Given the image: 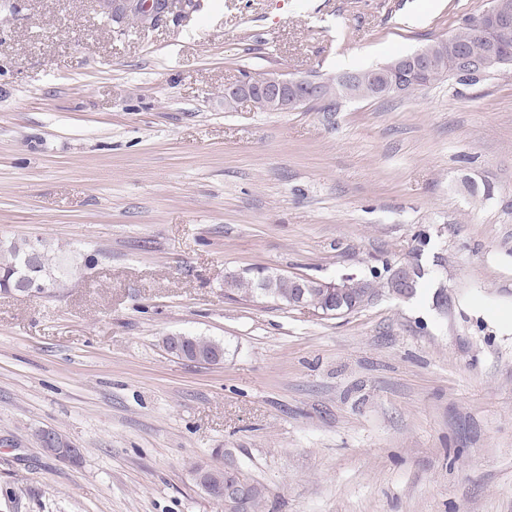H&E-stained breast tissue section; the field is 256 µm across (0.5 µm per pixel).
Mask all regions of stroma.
Returning <instances> with one entry per match:
<instances>
[{
  "label": "stroma",
  "mask_w": 512,
  "mask_h": 512,
  "mask_svg": "<svg viewBox=\"0 0 512 512\" xmlns=\"http://www.w3.org/2000/svg\"><path fill=\"white\" fill-rule=\"evenodd\" d=\"M488 5L199 0L143 31L97 0H0V246L86 259L48 297L0 292V512H217L196 471L225 465L260 512H512V67L224 109L244 75L333 78ZM398 263L412 295L341 316L225 293L257 266ZM188 338L191 341H187L186 344L192 357L198 353L210 364H219L224 361V346L221 343L196 336ZM218 357L219 361H217Z\"/></svg>",
  "instance_id": "obj_1"
}]
</instances>
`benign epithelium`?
Wrapping results in <instances>:
<instances>
[{"label":"benign epithelium","instance_id":"1","mask_svg":"<svg viewBox=\"0 0 512 512\" xmlns=\"http://www.w3.org/2000/svg\"><path fill=\"white\" fill-rule=\"evenodd\" d=\"M105 11L116 18L137 14L146 26L151 27L168 19L182 20L188 13L183 0H167V7L158 12L146 0H101ZM476 28L480 35L489 41L484 57L470 67L473 75L482 76L498 71L504 62L499 51L501 44L512 36V0H490L489 6L477 17ZM448 62V54L430 49H419L413 53L392 59L390 62L358 72H344L335 79L336 94L341 98L360 99L358 85L369 78L380 95L403 92L406 80L422 84L428 83L434 72ZM327 82L309 76L280 78L264 76L244 79L224 87V107H235L246 101L252 106L262 107L271 112H287L300 109L321 97ZM418 268L413 264L402 263L390 272V291L399 296L409 295L417 287ZM336 299L334 315L347 314L364 307L366 301H359L348 293L347 282L326 283ZM49 285L32 275L19 293L39 298L48 293ZM197 483L201 490L215 503L224 502V497L232 495L240 500L248 496L246 486L239 471L234 467L213 468L197 473Z\"/></svg>","mask_w":512,"mask_h":512}]
</instances>
